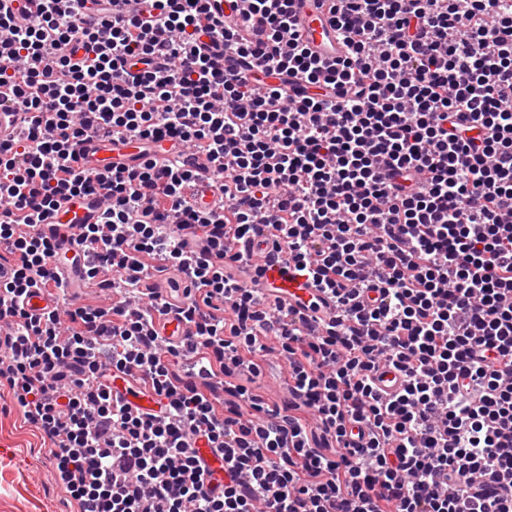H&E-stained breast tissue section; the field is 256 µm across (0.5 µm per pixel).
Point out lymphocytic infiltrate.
I'll list each match as a JSON object with an SVG mask.
<instances>
[{
    "instance_id": "lymphocytic-infiltrate-1",
    "label": "lymphocytic infiltrate",
    "mask_w": 512,
    "mask_h": 512,
    "mask_svg": "<svg viewBox=\"0 0 512 512\" xmlns=\"http://www.w3.org/2000/svg\"><path fill=\"white\" fill-rule=\"evenodd\" d=\"M41 2L0 11V86L28 116L0 142V392L76 512H512V0H332L331 64L290 0L238 22L216 0ZM154 55L163 73L126 77ZM93 136L205 151L222 204L189 205L202 172L176 158L85 169ZM70 196L101 203L79 233L97 294L34 315L32 290L67 289L45 218ZM276 259L332 323L244 281ZM174 305L176 344L155 329ZM270 357L280 404L256 385Z\"/></svg>"
}]
</instances>
